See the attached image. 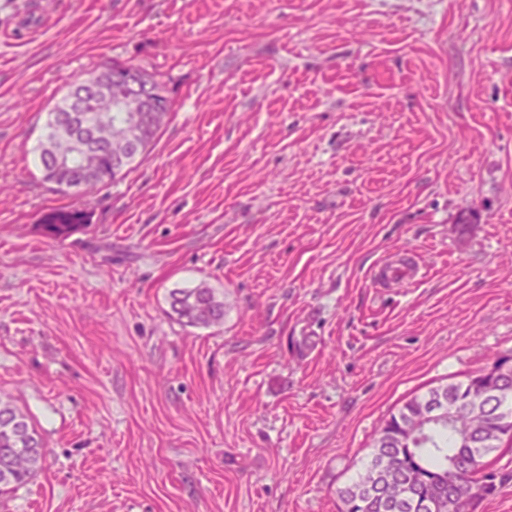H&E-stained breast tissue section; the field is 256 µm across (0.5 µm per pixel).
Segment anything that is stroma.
Here are the masks:
<instances>
[{
    "label": "stroma",
    "mask_w": 512,
    "mask_h": 512,
    "mask_svg": "<svg viewBox=\"0 0 512 512\" xmlns=\"http://www.w3.org/2000/svg\"><path fill=\"white\" fill-rule=\"evenodd\" d=\"M173 110L117 183L35 147L75 82ZM87 208L61 242L42 214ZM408 252L423 277L373 278ZM207 283L223 327L176 321ZM512 364V0H0V396L42 471L0 512H337L383 418ZM479 512H512V447Z\"/></svg>",
    "instance_id": "obj_1"
}]
</instances>
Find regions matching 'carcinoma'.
Masks as SVG:
<instances>
[{
  "label": "carcinoma",
  "mask_w": 512,
  "mask_h": 512,
  "mask_svg": "<svg viewBox=\"0 0 512 512\" xmlns=\"http://www.w3.org/2000/svg\"><path fill=\"white\" fill-rule=\"evenodd\" d=\"M69 95L48 112L45 132L37 150L43 181L56 183L55 192L83 182H113L119 173L112 171V136L116 135L120 112H101L99 138L88 137L86 144L97 153L94 170L73 163V180H55L48 168V157L57 153L75 156L69 137L79 129H61L60 117L70 115ZM91 217L79 208L59 209L42 217L38 228L47 238L63 241L90 224ZM169 305L185 326L211 327L224 324V297L202 282L193 288L169 293ZM499 392L483 399L478 409L463 410L453 419L416 422L427 400L464 405L472 398L476 381L451 382L433 387L423 395L407 400L390 415L374 440L370 458L344 488L339 490L340 512H431L430 503L441 498L456 503L462 496L461 483L482 485L483 498L496 495L498 472L487 468L481 478L473 477L469 462L473 456L484 458L501 448L498 431L512 429V367L497 365ZM44 446L32 418L9 400L0 398V498L10 496L34 478L41 468Z\"/></svg>",
  "instance_id": "cac0c4a2"
}]
</instances>
